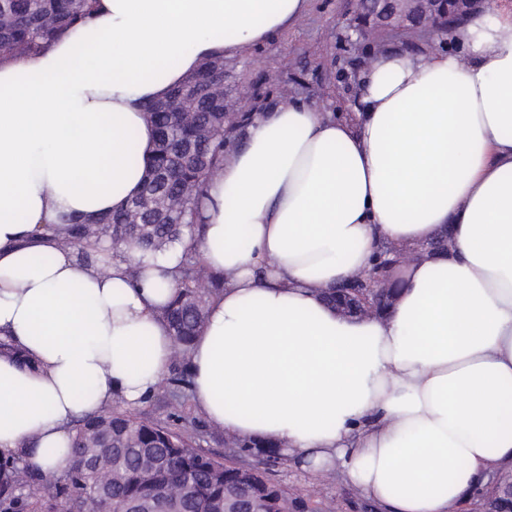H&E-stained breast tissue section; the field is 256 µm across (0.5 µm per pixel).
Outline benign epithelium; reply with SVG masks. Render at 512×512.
Segmentation results:
<instances>
[{"label": "benign epithelium", "mask_w": 512, "mask_h": 512, "mask_svg": "<svg viewBox=\"0 0 512 512\" xmlns=\"http://www.w3.org/2000/svg\"><path fill=\"white\" fill-rule=\"evenodd\" d=\"M487 5L488 0H359L354 19L337 25L340 59L349 68H338L336 79L344 84L352 99L358 98L361 91L360 75L367 66L362 50L372 26L383 29L400 26L426 28L434 35H443L466 19L470 12ZM397 263L396 259L384 260L372 272L358 278V282L366 284L369 291V295L359 300L351 296L355 289L350 283L336 289L339 293L336 297L337 310L344 315L376 313L379 301L388 288L381 272Z\"/></svg>", "instance_id": "1"}]
</instances>
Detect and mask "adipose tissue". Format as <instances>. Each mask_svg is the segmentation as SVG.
<instances>
[{
  "label": "adipose tissue",
  "instance_id": "1",
  "mask_svg": "<svg viewBox=\"0 0 512 512\" xmlns=\"http://www.w3.org/2000/svg\"><path fill=\"white\" fill-rule=\"evenodd\" d=\"M307 9L96 0L78 32L0 59V451L61 471L79 417L158 388L183 245L134 277L108 244L80 261L59 218L124 207L154 149L145 104ZM448 38L459 53H378L354 120L253 113L202 204L224 288L187 351L197 410L385 512H455L512 468V10ZM388 247L409 260L393 304L340 314L326 291Z\"/></svg>",
  "mask_w": 512,
  "mask_h": 512
}]
</instances>
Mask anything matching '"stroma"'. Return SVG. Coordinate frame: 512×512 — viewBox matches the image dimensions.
Wrapping results in <instances>:
<instances>
[{
    "instance_id": "35a3bbf8",
    "label": "stroma",
    "mask_w": 512,
    "mask_h": 512,
    "mask_svg": "<svg viewBox=\"0 0 512 512\" xmlns=\"http://www.w3.org/2000/svg\"><path fill=\"white\" fill-rule=\"evenodd\" d=\"M354 0H310L305 16L263 47L224 59V99L240 112H258L288 97L303 99L326 112H344L346 94L336 80V22L355 16ZM438 42L422 30H395L377 35L367 50L396 49L425 53ZM137 411L173 423L194 448L224 463L258 468L280 484L289 497L307 502L311 512H380L377 505L349 487L339 473L316 476L292 461H269L252 450L228 447L223 431L213 429L196 411L191 396H172L159 385ZM512 499V472L490 474L458 512H491L493 502Z\"/></svg>"
}]
</instances>
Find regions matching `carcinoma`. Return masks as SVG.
Returning <instances> with one entry per match:
<instances>
[{
  "mask_svg": "<svg viewBox=\"0 0 512 512\" xmlns=\"http://www.w3.org/2000/svg\"><path fill=\"white\" fill-rule=\"evenodd\" d=\"M93 9V0H0V55L35 53L55 37L79 30ZM187 86L183 82L147 107L156 145L140 193L124 209L94 222L64 220L80 260H88L84 244L92 239L130 242L142 256L155 258L185 232H201L204 185L220 170L224 146L249 114H239L237 124L226 127L224 96L200 86L191 96L192 110L175 116L171 107L186 98ZM223 288L224 276L205 265L198 249L185 253L166 312L180 351L188 350L205 321L209 298ZM191 384L187 363L176 366L172 394ZM240 471L191 447L167 424L112 409L76 421L72 462L56 477L0 453V512H75L91 498L97 499L98 512H123L147 502L155 512H295L303 506L262 472L247 482Z\"/></svg>",
  "mask_w": 512,
  "mask_h": 512,
  "instance_id": "obj_1",
  "label": "carcinoma"
}]
</instances>
